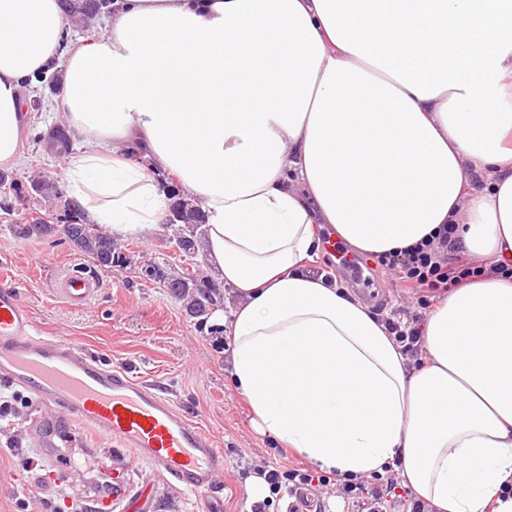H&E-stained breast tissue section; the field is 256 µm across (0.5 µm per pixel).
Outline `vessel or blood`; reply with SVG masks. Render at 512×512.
<instances>
[{"label":"vessel or blood","mask_w":512,"mask_h":512,"mask_svg":"<svg viewBox=\"0 0 512 512\" xmlns=\"http://www.w3.org/2000/svg\"><path fill=\"white\" fill-rule=\"evenodd\" d=\"M97 282L73 274L57 292L72 305L94 295ZM0 379L29 392L40 408L31 425L35 443L58 447L63 438H102L147 466L145 486L131 487L127 470L112 479L111 494L93 499V512H129L161 482L207 495L206 512H222L211 491L224 471V454L212 438L155 387L121 367L107 366L63 336H43L19 291L0 287Z\"/></svg>","instance_id":"b4317fda"}]
</instances>
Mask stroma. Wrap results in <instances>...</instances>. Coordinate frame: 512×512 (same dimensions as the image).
Masks as SVG:
<instances>
[{"label": "stroma", "instance_id": "35a3bbf8", "mask_svg": "<svg viewBox=\"0 0 512 512\" xmlns=\"http://www.w3.org/2000/svg\"><path fill=\"white\" fill-rule=\"evenodd\" d=\"M39 93L42 111L22 115L20 163L12 174L23 185L30 175L41 174L58 186L61 199H67L72 189L65 174V156L31 139L33 129L44 131L63 123L59 109L63 89L43 87ZM60 201L40 198L32 191L19 198L0 193V205L8 204L12 215L8 221L0 218V286L18 289L43 335L69 337L103 363L127 368L169 396L224 453L226 465L214 488L224 502L223 512H248L251 483L240 479V465L303 467L307 461L253 428L250 409L230 378L227 343L198 328L196 319L177 299L140 274V266L154 260L175 271L182 269L172 231L160 224L145 236L116 238L117 251L128 263L109 271L97 267L62 236L14 235L11 221L60 216ZM310 268L335 277L369 307L397 295L398 282L384 276L373 280L378 296L369 298L361 280L338 273L323 251L313 258ZM78 272L94 276L100 288L87 305L73 307L60 298L57 285L63 277ZM1 400L8 409L0 418V512H72L73 499L102 494L104 481L112 476L102 458L108 441L91 438L81 448L35 447L28 435L33 397L0 381ZM38 473L44 474L51 491L30 487L32 476Z\"/></svg>", "mask_w": 512, "mask_h": 512}]
</instances>
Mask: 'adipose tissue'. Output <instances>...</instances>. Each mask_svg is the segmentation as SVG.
I'll use <instances>...</instances> for the list:
<instances>
[{
  "mask_svg": "<svg viewBox=\"0 0 512 512\" xmlns=\"http://www.w3.org/2000/svg\"><path fill=\"white\" fill-rule=\"evenodd\" d=\"M65 27L58 0H0V167L19 163L24 79L62 63L89 142L66 164L77 212L151 232L156 175H177L261 433L327 471L401 462L437 512H512V0H112L104 34L67 47ZM319 224L377 256L458 225L484 275L436 303L420 368L307 269Z\"/></svg>",
  "mask_w": 512,
  "mask_h": 512,
  "instance_id": "adipose-tissue-1",
  "label": "adipose tissue"
}]
</instances>
